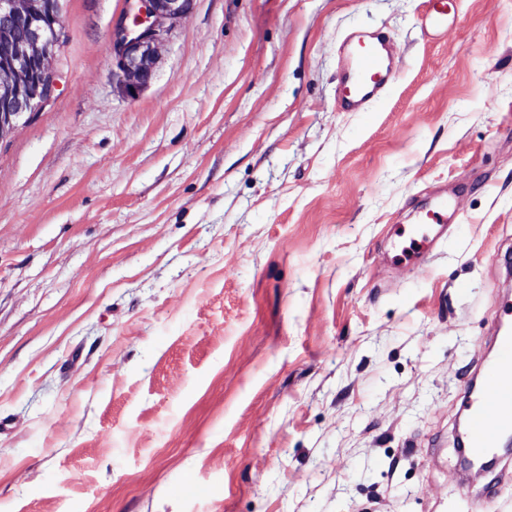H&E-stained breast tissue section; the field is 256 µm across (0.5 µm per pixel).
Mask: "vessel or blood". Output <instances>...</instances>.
Returning <instances> with one entry per match:
<instances>
[{
	"label": "vessel or blood",
	"instance_id": "1",
	"mask_svg": "<svg viewBox=\"0 0 512 512\" xmlns=\"http://www.w3.org/2000/svg\"><path fill=\"white\" fill-rule=\"evenodd\" d=\"M347 69L337 89L342 108L366 111L394 84L397 72L386 38L374 30H360L344 43ZM466 442L472 455L483 456L512 433V333L498 338V355L487 365L480 386L465 403Z\"/></svg>",
	"mask_w": 512,
	"mask_h": 512
}]
</instances>
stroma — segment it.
<instances>
[{
	"label": "stroma",
	"instance_id": "obj_1",
	"mask_svg": "<svg viewBox=\"0 0 512 512\" xmlns=\"http://www.w3.org/2000/svg\"><path fill=\"white\" fill-rule=\"evenodd\" d=\"M123 8L63 0L0 142V512H512L455 441L512 300V0H193L134 97ZM372 27L398 77L347 112ZM429 7L424 15L427 28L442 27L448 22V7L454 6L453 0H429Z\"/></svg>",
	"mask_w": 512,
	"mask_h": 512
}]
</instances>
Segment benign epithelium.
I'll return each mask as SVG.
<instances>
[{
	"label": "benign epithelium",
	"mask_w": 512,
	"mask_h": 512,
	"mask_svg": "<svg viewBox=\"0 0 512 512\" xmlns=\"http://www.w3.org/2000/svg\"><path fill=\"white\" fill-rule=\"evenodd\" d=\"M112 31V60L131 96L152 81L161 48L193 0H127ZM63 27L58 0H0V141L53 97L56 47Z\"/></svg>",
	"instance_id": "obj_1"
}]
</instances>
